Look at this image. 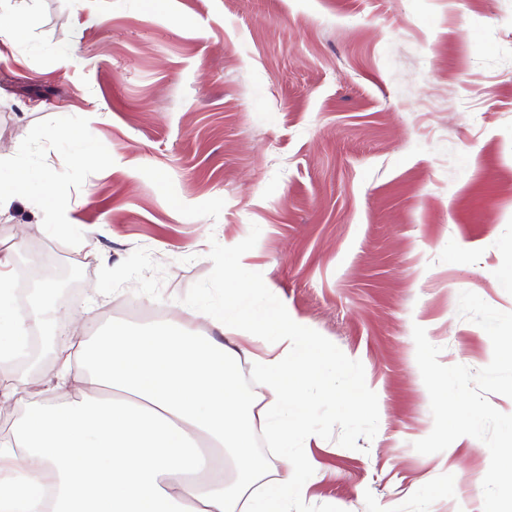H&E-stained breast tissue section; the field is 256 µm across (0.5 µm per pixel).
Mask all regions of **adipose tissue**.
Listing matches in <instances>:
<instances>
[{
	"mask_svg": "<svg viewBox=\"0 0 512 512\" xmlns=\"http://www.w3.org/2000/svg\"><path fill=\"white\" fill-rule=\"evenodd\" d=\"M13 172L0 180V215L19 197L50 203L52 235L67 234L70 205L47 200L32 164L0 155ZM19 244L0 249V367L25 355L35 323L54 308L40 289L25 315L11 284ZM244 247L224 250L219 297L181 308L150 332L115 324L80 355L58 348L47 378L54 396L33 399L25 375L0 383V414L19 410L0 438V512H288L306 497L316 464L296 440L306 429L307 402L318 383L336 396L361 390L348 362L323 345L278 296L273 282L248 283L238 264ZM248 358L278 396L263 415L294 479L262 481L249 444L252 406L235 365Z\"/></svg>",
	"mask_w": 512,
	"mask_h": 512,
	"instance_id": "1",
	"label": "adipose tissue"
}]
</instances>
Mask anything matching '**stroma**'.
I'll use <instances>...</instances> for the list:
<instances>
[{"instance_id": "obj_1", "label": "stroma", "mask_w": 512, "mask_h": 512, "mask_svg": "<svg viewBox=\"0 0 512 512\" xmlns=\"http://www.w3.org/2000/svg\"><path fill=\"white\" fill-rule=\"evenodd\" d=\"M0 150L69 198L14 201L0 244L79 272L71 347L224 289L246 247L370 391L311 394L317 473L290 512H483L486 445L418 453L433 429L414 326L478 370L460 292L512 312V0H0ZM84 148L76 165L62 158Z\"/></svg>"}]
</instances>
